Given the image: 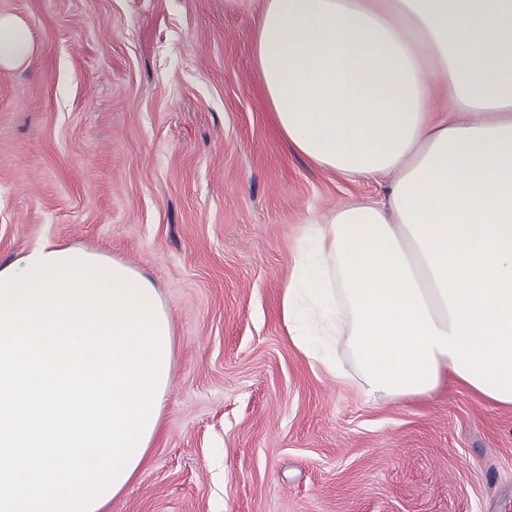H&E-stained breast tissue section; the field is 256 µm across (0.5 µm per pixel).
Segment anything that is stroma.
Returning <instances> with one entry per match:
<instances>
[{
  "label": "stroma",
  "mask_w": 512,
  "mask_h": 512,
  "mask_svg": "<svg viewBox=\"0 0 512 512\" xmlns=\"http://www.w3.org/2000/svg\"><path fill=\"white\" fill-rule=\"evenodd\" d=\"M259 0H0L34 46L0 67V262L43 240L137 266L171 311L149 460L105 512H512V410L448 381L365 403L291 343L303 225L383 185L279 133Z\"/></svg>",
  "instance_id": "stroma-1"
}]
</instances>
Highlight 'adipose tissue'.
Instances as JSON below:
<instances>
[{"instance_id": "1", "label": "adipose tissue", "mask_w": 512, "mask_h": 512, "mask_svg": "<svg viewBox=\"0 0 512 512\" xmlns=\"http://www.w3.org/2000/svg\"><path fill=\"white\" fill-rule=\"evenodd\" d=\"M275 122L315 165L388 180L303 225L282 285L293 345L369 402L446 380L512 408V0H261ZM33 44L0 16V66ZM443 83L452 112L428 107ZM168 306L108 252L54 240L0 263V512H103L159 434Z\"/></svg>"}]
</instances>
